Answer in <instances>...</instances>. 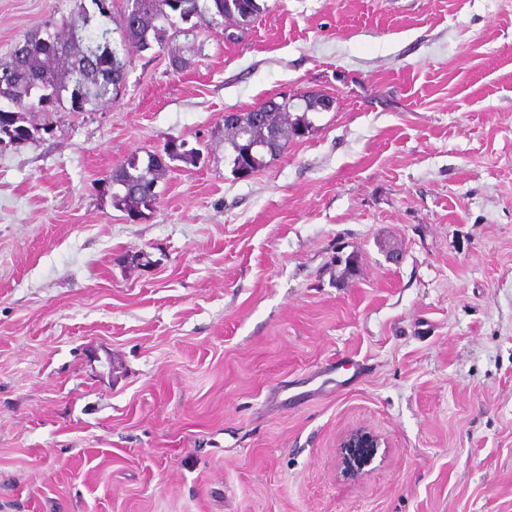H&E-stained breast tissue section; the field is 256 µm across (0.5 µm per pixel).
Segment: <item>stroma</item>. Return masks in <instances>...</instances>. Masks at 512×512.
Instances as JSON below:
<instances>
[{
	"label": "stroma",
	"mask_w": 512,
	"mask_h": 512,
	"mask_svg": "<svg viewBox=\"0 0 512 512\" xmlns=\"http://www.w3.org/2000/svg\"><path fill=\"white\" fill-rule=\"evenodd\" d=\"M78 6L0 0V59ZM130 55L0 148V512H512V0H263ZM304 93L234 176L225 112ZM172 139L130 221L97 180ZM339 448H353L357 456L366 457L370 448H381V438L370 430L357 428L342 436Z\"/></svg>",
	"instance_id": "stroma-1"
}]
</instances>
